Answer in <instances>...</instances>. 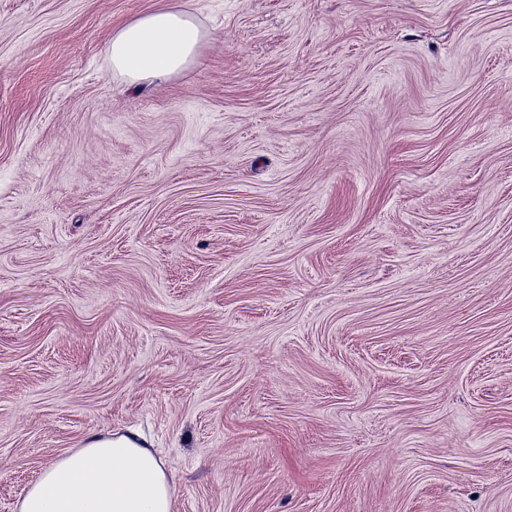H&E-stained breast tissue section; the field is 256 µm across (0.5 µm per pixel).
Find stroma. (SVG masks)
<instances>
[{
    "instance_id": "35a3bbf8",
    "label": "stroma",
    "mask_w": 512,
    "mask_h": 512,
    "mask_svg": "<svg viewBox=\"0 0 512 512\" xmlns=\"http://www.w3.org/2000/svg\"><path fill=\"white\" fill-rule=\"evenodd\" d=\"M0 0V512L93 436L173 512H512V0ZM208 38L186 4L150 11L112 32V73L135 88L172 78L197 63Z\"/></svg>"
}]
</instances>
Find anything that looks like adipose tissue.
I'll use <instances>...</instances> for the list:
<instances>
[{
  "label": "adipose tissue",
  "mask_w": 512,
  "mask_h": 512,
  "mask_svg": "<svg viewBox=\"0 0 512 512\" xmlns=\"http://www.w3.org/2000/svg\"><path fill=\"white\" fill-rule=\"evenodd\" d=\"M208 35L187 6L150 11L112 33V72L140 87L193 65ZM18 512H173L166 462L137 433L93 437L44 467Z\"/></svg>",
  "instance_id": "obj_1"
}]
</instances>
